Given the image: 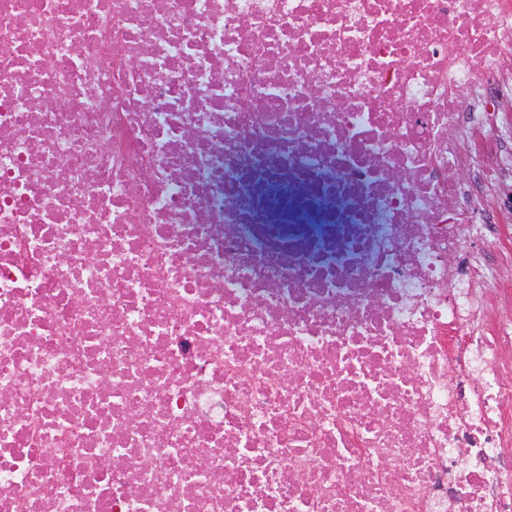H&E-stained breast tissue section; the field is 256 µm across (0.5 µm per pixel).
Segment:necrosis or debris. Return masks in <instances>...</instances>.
Here are the masks:
<instances>
[{
	"label": "necrosis or debris",
	"mask_w": 512,
	"mask_h": 512,
	"mask_svg": "<svg viewBox=\"0 0 512 512\" xmlns=\"http://www.w3.org/2000/svg\"><path fill=\"white\" fill-rule=\"evenodd\" d=\"M512 0H0V512H512Z\"/></svg>",
	"instance_id": "obj_1"
}]
</instances>
